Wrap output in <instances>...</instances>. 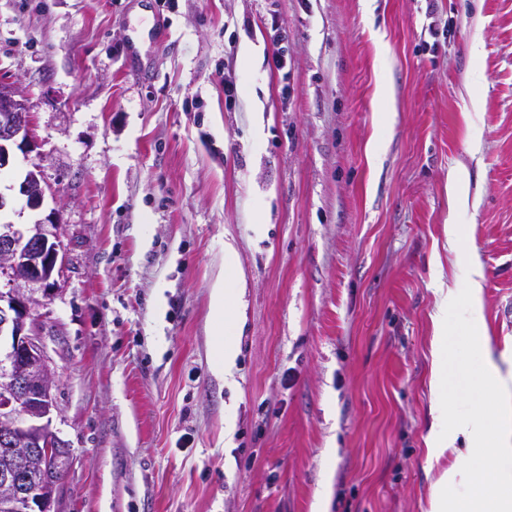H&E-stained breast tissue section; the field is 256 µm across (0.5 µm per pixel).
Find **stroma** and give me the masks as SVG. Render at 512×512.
<instances>
[{
    "label": "stroma",
    "mask_w": 512,
    "mask_h": 512,
    "mask_svg": "<svg viewBox=\"0 0 512 512\" xmlns=\"http://www.w3.org/2000/svg\"><path fill=\"white\" fill-rule=\"evenodd\" d=\"M0 81L37 144L0 191L36 163L52 189L0 220L59 210L66 247L54 512H311L325 482L328 512H428L455 458L427 452L433 318L467 248L489 347L452 309L454 356L512 370V0H0ZM453 169L477 210L450 211ZM234 293L224 287L220 281L214 285L211 291V309L216 325V347L219 354L218 372L224 375L225 380L233 378V368L237 355V344L233 336H224V322L232 319L228 312V304Z\"/></svg>",
    "instance_id": "35a3bbf8"
}]
</instances>
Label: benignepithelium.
<instances>
[{
    "label": "benign epithelium",
    "mask_w": 512,
    "mask_h": 512,
    "mask_svg": "<svg viewBox=\"0 0 512 512\" xmlns=\"http://www.w3.org/2000/svg\"><path fill=\"white\" fill-rule=\"evenodd\" d=\"M32 145L27 102L14 86L0 84V170L8 167L12 147L27 154ZM46 189L36 164L18 195L37 209ZM65 267L59 211L29 227L0 226V274L10 278L0 289V422L6 438L18 442L16 461L35 456L41 468L38 479L23 488L17 468L0 471V512H52L56 475L72 462L52 428L56 378L40 313L57 295Z\"/></svg>",
    "instance_id": "obj_1"
}]
</instances>
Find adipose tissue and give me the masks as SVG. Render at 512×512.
I'll return each mask as SVG.
<instances>
[{
	"label": "adipose tissue",
	"mask_w": 512,
	"mask_h": 512,
	"mask_svg": "<svg viewBox=\"0 0 512 512\" xmlns=\"http://www.w3.org/2000/svg\"><path fill=\"white\" fill-rule=\"evenodd\" d=\"M468 277L462 291L442 295L435 315V355L450 350L453 337L445 319L449 308L463 307V324L475 352H482V265L475 253L467 255ZM434 425L447 428L449 442L466 439L454 463L433 492L429 512H512V374L493 364L472 370L463 363L436 365ZM494 393L500 398L494 417L470 421L451 419L453 407L462 400Z\"/></svg>",
	"instance_id": "ef3b65f1"
}]
</instances>
